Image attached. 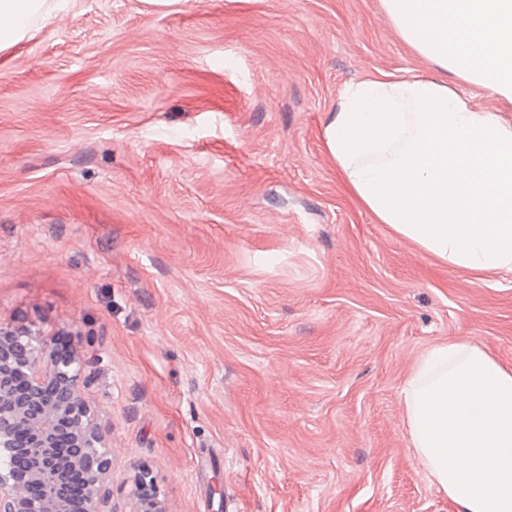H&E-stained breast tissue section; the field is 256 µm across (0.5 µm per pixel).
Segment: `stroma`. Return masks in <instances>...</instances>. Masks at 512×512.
<instances>
[{
  "mask_svg": "<svg viewBox=\"0 0 512 512\" xmlns=\"http://www.w3.org/2000/svg\"><path fill=\"white\" fill-rule=\"evenodd\" d=\"M381 0H69L0 51V322L68 342L165 512H456L401 389L451 339L512 365V273L437 263L346 187L348 84L434 72Z\"/></svg>",
  "mask_w": 512,
  "mask_h": 512,
  "instance_id": "obj_1",
  "label": "stroma"
}]
</instances>
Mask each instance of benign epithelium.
Listing matches in <instances>:
<instances>
[{"label":"benign epithelium","mask_w":512,"mask_h":512,"mask_svg":"<svg viewBox=\"0 0 512 512\" xmlns=\"http://www.w3.org/2000/svg\"><path fill=\"white\" fill-rule=\"evenodd\" d=\"M75 359H61L39 333L0 323V447L26 435L24 476L0 471V512H69L66 475L86 476L82 512H101L102 483L112 471L110 447L94 430L83 398L86 380L73 368ZM23 374L20 392L14 380ZM71 434V448L61 453L56 441ZM130 512H165L160 493L143 470L131 491Z\"/></svg>","instance_id":"benign-epithelium-1"}]
</instances>
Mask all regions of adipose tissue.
<instances>
[{
    "mask_svg": "<svg viewBox=\"0 0 512 512\" xmlns=\"http://www.w3.org/2000/svg\"><path fill=\"white\" fill-rule=\"evenodd\" d=\"M400 37L453 81L426 74L344 86L324 147L378 223L439 262L512 271V0H381ZM48 0H0V51L50 16ZM404 424L431 483L457 512H512V366L451 340L420 355Z\"/></svg>",
    "mask_w": 512,
    "mask_h": 512,
    "instance_id": "adipose-tissue-1",
    "label": "adipose tissue"
}]
</instances>
